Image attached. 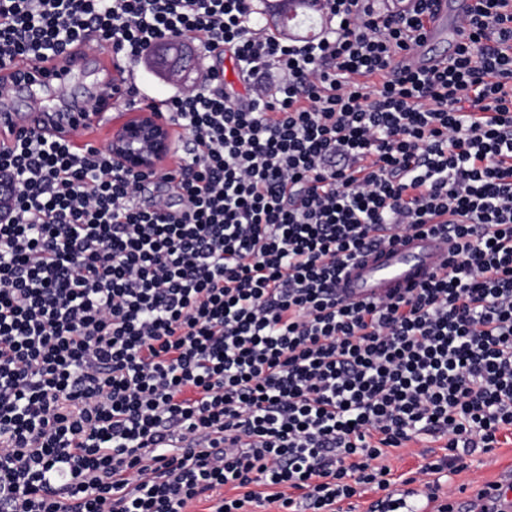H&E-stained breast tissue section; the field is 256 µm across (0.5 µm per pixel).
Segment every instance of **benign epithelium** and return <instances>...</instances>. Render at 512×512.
<instances>
[{
	"label": "benign epithelium",
	"instance_id": "7a95c632",
	"mask_svg": "<svg viewBox=\"0 0 512 512\" xmlns=\"http://www.w3.org/2000/svg\"><path fill=\"white\" fill-rule=\"evenodd\" d=\"M120 122L112 127L108 148L112 157L126 170L154 172L159 162L177 152V142L168 124L152 112L137 115L120 113Z\"/></svg>",
	"mask_w": 512,
	"mask_h": 512
}]
</instances>
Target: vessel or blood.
<instances>
[{"mask_svg": "<svg viewBox=\"0 0 512 512\" xmlns=\"http://www.w3.org/2000/svg\"><path fill=\"white\" fill-rule=\"evenodd\" d=\"M473 0H436L424 20V34L413 43L404 59L405 64L429 69L442 66L448 53L438 52L437 44L446 42L458 46L463 39L462 20L471 11ZM96 59L103 73L102 82L109 88L108 96L100 100V112L123 107L128 112H146V103H133L126 68L113 64L109 49L81 47L72 49L64 66L35 60L15 61L11 69L18 72L17 88L29 90L37 86H68L74 72L83 70L89 59ZM97 120L74 113L62 117L58 110L33 107L21 112L15 109L10 96L0 97V140L11 138L21 130L71 141L87 136L97 127ZM452 244L444 243L431 233L409 235L392 245L375 246L350 262L339 282L338 292L353 302H368L399 294L421 285L444 272L452 258ZM422 490L411 483L396 485L390 500L380 503L376 512H390L392 506L419 504ZM462 512H512V475L498 481L495 491L485 497L475 495L459 498Z\"/></svg>", "mask_w": 512, "mask_h": 512, "instance_id": "b4317fda", "label": "vessel or blood"}]
</instances>
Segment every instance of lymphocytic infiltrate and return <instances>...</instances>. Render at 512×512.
Returning <instances> with one entry per match:
<instances>
[{"label": "lymphocytic infiltrate", "instance_id": "1", "mask_svg": "<svg viewBox=\"0 0 512 512\" xmlns=\"http://www.w3.org/2000/svg\"><path fill=\"white\" fill-rule=\"evenodd\" d=\"M252 2L0 0V70L92 38L205 65L160 105L189 149L150 201L109 149L0 145V512H341L423 435L411 479L451 512L442 478L512 433V0L430 70L397 63L435 0H320L311 42ZM411 231L454 241L445 272L337 298Z\"/></svg>", "mask_w": 512, "mask_h": 512}]
</instances>
